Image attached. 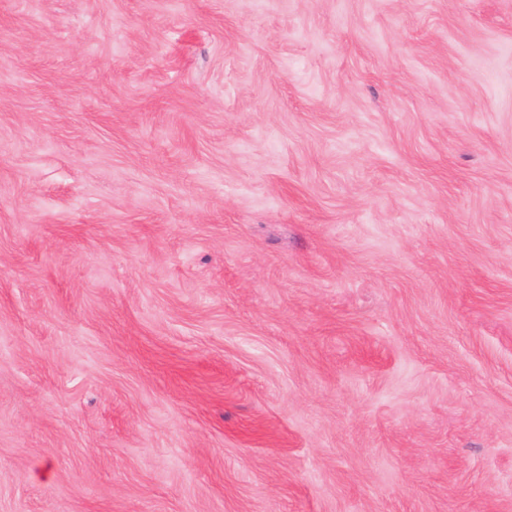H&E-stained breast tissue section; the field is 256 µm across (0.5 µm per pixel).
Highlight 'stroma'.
Here are the masks:
<instances>
[{"mask_svg": "<svg viewBox=\"0 0 512 512\" xmlns=\"http://www.w3.org/2000/svg\"><path fill=\"white\" fill-rule=\"evenodd\" d=\"M0 512H512V0H0Z\"/></svg>", "mask_w": 512, "mask_h": 512, "instance_id": "35a3bbf8", "label": "stroma"}]
</instances>
